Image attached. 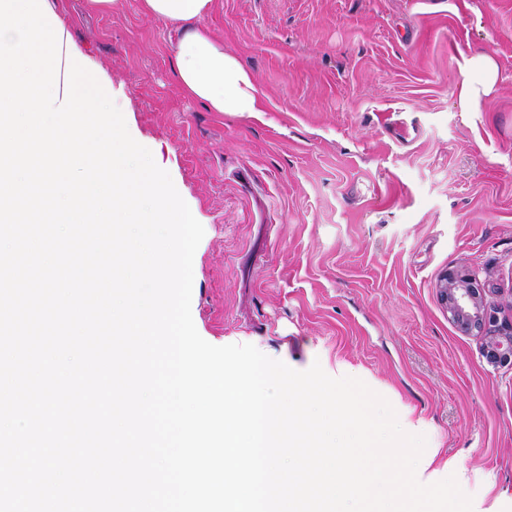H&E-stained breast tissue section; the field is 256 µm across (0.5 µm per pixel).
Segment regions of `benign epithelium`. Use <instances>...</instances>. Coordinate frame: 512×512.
<instances>
[{
	"mask_svg": "<svg viewBox=\"0 0 512 512\" xmlns=\"http://www.w3.org/2000/svg\"><path fill=\"white\" fill-rule=\"evenodd\" d=\"M438 288L452 322L465 333L477 331L486 336V359L495 365H511L512 321H501L483 308L484 289L475 285V278L465 269L451 266L441 274Z\"/></svg>",
	"mask_w": 512,
	"mask_h": 512,
	"instance_id": "1",
	"label": "benign epithelium"
}]
</instances>
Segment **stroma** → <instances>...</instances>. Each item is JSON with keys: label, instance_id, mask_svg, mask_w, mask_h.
<instances>
[{"label": "stroma", "instance_id": "35a3bbf8", "mask_svg": "<svg viewBox=\"0 0 512 512\" xmlns=\"http://www.w3.org/2000/svg\"><path fill=\"white\" fill-rule=\"evenodd\" d=\"M61 5L204 228L200 336L363 380L437 449L473 512H512V366L486 361L437 288L464 268L512 318V0H214L203 24L253 73L259 118L186 97L176 31L140 0ZM479 54L497 77L465 112Z\"/></svg>", "mask_w": 512, "mask_h": 512}]
</instances>
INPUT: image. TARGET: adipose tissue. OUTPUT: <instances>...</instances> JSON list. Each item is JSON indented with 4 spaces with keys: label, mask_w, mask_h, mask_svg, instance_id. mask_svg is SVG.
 I'll return each instance as SVG.
<instances>
[{
    "label": "adipose tissue",
    "mask_w": 512,
    "mask_h": 512,
    "mask_svg": "<svg viewBox=\"0 0 512 512\" xmlns=\"http://www.w3.org/2000/svg\"><path fill=\"white\" fill-rule=\"evenodd\" d=\"M212 6L213 0H142L146 15L180 30L171 55L187 97L213 112L261 113L264 95L251 72L201 25Z\"/></svg>",
    "instance_id": "adipose-tissue-1"
}]
</instances>
